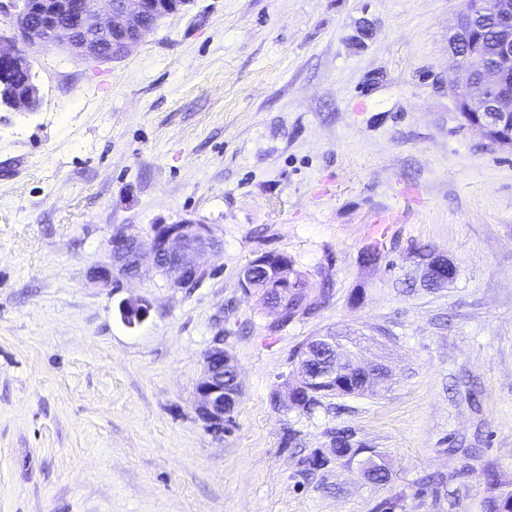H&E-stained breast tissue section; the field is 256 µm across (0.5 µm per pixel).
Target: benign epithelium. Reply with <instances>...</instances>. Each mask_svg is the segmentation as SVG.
Instances as JSON below:
<instances>
[{"label": "benign epithelium", "mask_w": 512, "mask_h": 512, "mask_svg": "<svg viewBox=\"0 0 512 512\" xmlns=\"http://www.w3.org/2000/svg\"><path fill=\"white\" fill-rule=\"evenodd\" d=\"M190 0H0V10L13 15L16 28L30 46L40 44L46 34H76L82 43V54L99 58L105 52L126 54L151 31L162 17L175 13ZM78 11L81 26L69 27L66 18ZM493 25L497 44L490 60L480 62L465 45L478 24ZM453 68L467 72V83L462 96L457 98V109L471 126L481 129L496 141L495 132L507 117H512V0H468L462 10L456 29L450 34ZM0 58L19 69L29 66L28 53L17 45L0 46ZM219 246L215 229L210 224L182 220L175 224H156L147 238L120 231L112 236L110 268L100 272L106 282L120 279L133 280L141 276L142 260L149 256L152 268L173 289H184L203 281L209 274V255ZM288 255L264 253L244 266L238 277L239 288L245 293L257 291L267 285L276 286L275 298L267 306L276 321L285 318L288 303L299 297V288L288 287ZM454 263H429L424 279L435 288L451 282ZM124 320L134 325L143 322L149 305L141 298L124 300L121 308ZM334 351L336 362L323 370L326 377L336 375L339 367L350 356L335 340L324 337ZM203 374L196 387V411L214 431L224 433L228 411L241 397L238 368L234 357L220 343L212 345L202 358ZM297 382L288 389L286 406L298 408L300 393L307 387L310 377L296 370Z\"/></svg>", "instance_id": "obj_1"}]
</instances>
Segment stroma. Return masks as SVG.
<instances>
[{
	"mask_svg": "<svg viewBox=\"0 0 512 512\" xmlns=\"http://www.w3.org/2000/svg\"><path fill=\"white\" fill-rule=\"evenodd\" d=\"M465 4L192 0L119 59L30 50L39 106L0 105V512H480L512 491V148L448 88ZM384 209L402 217L377 238ZM183 219L221 241L197 287L96 280L113 234ZM266 252L328 291L277 331L238 286ZM431 252L447 287L423 282ZM329 331L384 367L376 395L275 406ZM218 339L243 388L222 435L195 408ZM335 429L389 483L304 476ZM121 313L129 325H135L146 319L149 313V305L141 298L130 297L124 300Z\"/></svg>",
	"mask_w": 512,
	"mask_h": 512,
	"instance_id": "obj_1",
	"label": "stroma"
}]
</instances>
